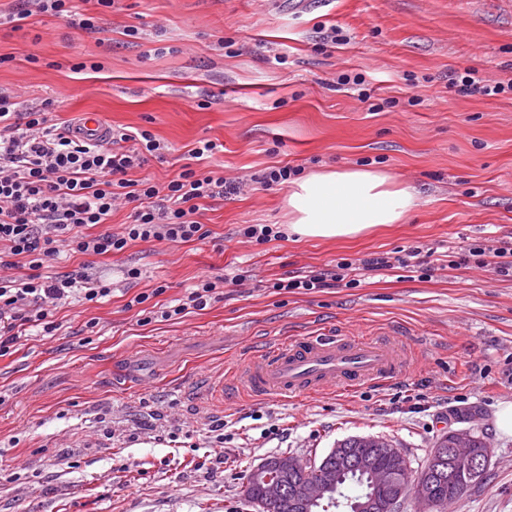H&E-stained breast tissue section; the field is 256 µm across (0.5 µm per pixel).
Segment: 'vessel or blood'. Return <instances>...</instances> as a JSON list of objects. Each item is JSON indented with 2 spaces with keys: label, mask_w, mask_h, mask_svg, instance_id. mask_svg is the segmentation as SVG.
Listing matches in <instances>:
<instances>
[{
  "label": "vessel or blood",
  "mask_w": 512,
  "mask_h": 512,
  "mask_svg": "<svg viewBox=\"0 0 512 512\" xmlns=\"http://www.w3.org/2000/svg\"><path fill=\"white\" fill-rule=\"evenodd\" d=\"M75 130L80 140L108 135L100 115L85 113ZM406 363L395 351L345 336H299L263 352L241 371L239 382L263 397L303 396L336 386L346 390L365 382L400 376Z\"/></svg>",
  "instance_id": "obj_1"
}]
</instances>
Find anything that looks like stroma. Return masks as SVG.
<instances>
[{
	"label": "stroma",
	"instance_id": "1",
	"mask_svg": "<svg viewBox=\"0 0 512 512\" xmlns=\"http://www.w3.org/2000/svg\"><path fill=\"white\" fill-rule=\"evenodd\" d=\"M297 2L117 0L101 33L51 16L0 29V87L29 104L59 96L56 122L96 112L168 145L135 178L167 183L209 139L222 149L204 165L228 178L366 167L422 199L353 239L298 240L287 186L253 184L205 203L204 238L62 256L52 272L91 263L112 295L59 307L56 335L21 337L0 357V512H259L244 489L263 459H319L338 440L384 436L416 471L443 432L473 425L490 446L486 475L446 512H512V435L495 423L512 403V280L462 265L363 271L355 288L271 287L340 257L512 236V95L448 88L454 68L512 80V0ZM333 26L347 44L319 51ZM341 73L363 86L337 85ZM244 224L280 236L257 245ZM131 267L139 279H127ZM244 271L251 280L233 284ZM203 275L225 280L205 309L146 323L127 306L159 286L154 304L174 305ZM311 330L397 336L410 366L349 395L264 398L239 385V367L265 346ZM300 168L284 165L279 167H268L250 176V181L269 189L274 185L288 184L292 177L299 175Z\"/></svg>",
	"mask_w": 512,
	"mask_h": 512
}]
</instances>
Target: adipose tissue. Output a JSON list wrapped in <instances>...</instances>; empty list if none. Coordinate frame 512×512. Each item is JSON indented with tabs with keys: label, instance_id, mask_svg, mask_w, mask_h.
I'll use <instances>...</instances> for the list:
<instances>
[{
	"label": "adipose tissue",
	"instance_id": "ef3b65f1",
	"mask_svg": "<svg viewBox=\"0 0 512 512\" xmlns=\"http://www.w3.org/2000/svg\"><path fill=\"white\" fill-rule=\"evenodd\" d=\"M414 190L388 172L348 168L293 180L285 199L289 232L302 239H348L380 224H396L417 208Z\"/></svg>",
	"mask_w": 512,
	"mask_h": 512
}]
</instances>
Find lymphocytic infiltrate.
Listing matches in <instances>:
<instances>
[{
	"instance_id": "obj_1",
	"label": "lymphocytic infiltrate",
	"mask_w": 512,
	"mask_h": 512,
	"mask_svg": "<svg viewBox=\"0 0 512 512\" xmlns=\"http://www.w3.org/2000/svg\"><path fill=\"white\" fill-rule=\"evenodd\" d=\"M23 9L7 23L35 14H48L68 26L99 33L113 0H93L84 9L80 0H23ZM56 99L25 106L10 89L0 87V356L10 352L29 329L46 336L60 328L54 312L69 300L99 303L111 297L112 285L79 269L46 275L47 263L61 252L104 256L123 252L136 240L186 243L201 238L199 217L204 202L236 193L235 181L202 169L217 143L200 141L191 149L190 164L168 183L132 178L148 158L162 157L166 146L149 130L113 132L101 143L76 139L70 126L54 123ZM131 208L122 232L93 233V226L110 223L118 206ZM434 248L413 247L408 257L377 253L354 261L338 258L321 269L299 271L276 279V290L311 291L357 285L360 270L403 267L434 270ZM459 264L492 268L512 279V236L487 237L470 243ZM25 274H18V267Z\"/></svg>"
}]
</instances>
